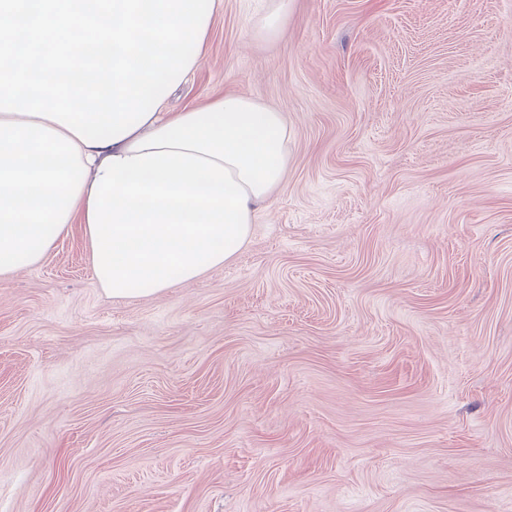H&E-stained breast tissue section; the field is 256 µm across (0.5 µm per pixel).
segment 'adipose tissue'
Returning a JSON list of instances; mask_svg holds the SVG:
<instances>
[{"instance_id":"ef3b65f1","label":"adipose tissue","mask_w":512,"mask_h":512,"mask_svg":"<svg viewBox=\"0 0 512 512\" xmlns=\"http://www.w3.org/2000/svg\"><path fill=\"white\" fill-rule=\"evenodd\" d=\"M223 0H0V278L83 227L96 282L155 295L233 260L288 168L283 113L178 112Z\"/></svg>"}]
</instances>
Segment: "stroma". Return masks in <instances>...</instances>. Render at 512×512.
Masks as SVG:
<instances>
[{"label":"stroma","instance_id":"stroma-1","mask_svg":"<svg viewBox=\"0 0 512 512\" xmlns=\"http://www.w3.org/2000/svg\"><path fill=\"white\" fill-rule=\"evenodd\" d=\"M224 0L168 107L284 112L232 262L0 279V512H512V0ZM292 0H267L263 12L251 19L254 32L259 36H275L283 25Z\"/></svg>","mask_w":512,"mask_h":512}]
</instances>
